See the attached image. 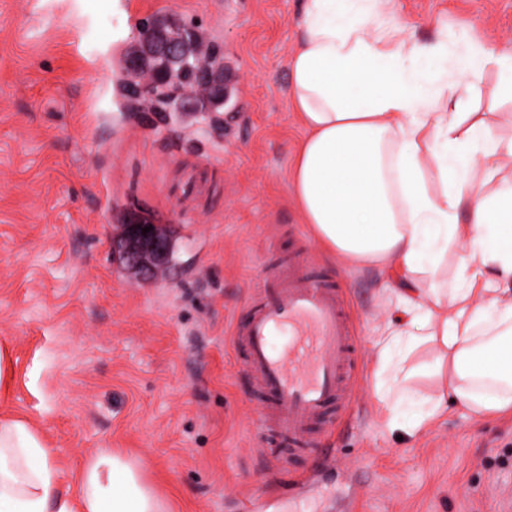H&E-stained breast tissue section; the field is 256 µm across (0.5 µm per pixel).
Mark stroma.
I'll list each match as a JSON object with an SVG mask.
<instances>
[{"instance_id": "stroma-1", "label": "stroma", "mask_w": 512, "mask_h": 512, "mask_svg": "<svg viewBox=\"0 0 512 512\" xmlns=\"http://www.w3.org/2000/svg\"><path fill=\"white\" fill-rule=\"evenodd\" d=\"M302 0H0V414L29 420L75 483L103 449L139 460L169 512H505L512 415L454 405L397 438L376 393L374 341L398 314L388 275L326 250L292 195L305 131L288 99ZM173 15L224 53V124L127 97L149 18ZM422 41L448 32L512 47V0H399ZM485 78L479 109L512 137ZM138 207L172 262L139 274L112 255ZM300 265L345 292L359 344L343 407L311 425L280 481L231 329L262 268Z\"/></svg>"}]
</instances>
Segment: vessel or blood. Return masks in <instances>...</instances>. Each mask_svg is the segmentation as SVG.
Wrapping results in <instances>:
<instances>
[{
	"instance_id": "obj_1",
	"label": "vessel or blood",
	"mask_w": 512,
	"mask_h": 512,
	"mask_svg": "<svg viewBox=\"0 0 512 512\" xmlns=\"http://www.w3.org/2000/svg\"><path fill=\"white\" fill-rule=\"evenodd\" d=\"M261 279L233 340L246 348V374L275 401L278 433L294 439L352 389L356 338L341 288L297 271Z\"/></svg>"
}]
</instances>
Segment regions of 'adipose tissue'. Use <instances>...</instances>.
<instances>
[{"label":"adipose tissue","instance_id":"obj_1","mask_svg":"<svg viewBox=\"0 0 512 512\" xmlns=\"http://www.w3.org/2000/svg\"><path fill=\"white\" fill-rule=\"evenodd\" d=\"M395 0H303L289 103L305 128L292 192L316 240L387 271L412 331L377 339V392L390 429L413 435L451 402L480 419L512 413V141L474 110L484 76L512 101V51L449 53L396 22ZM493 185L483 193V185ZM457 252L452 286L449 250ZM438 349V396L414 391L403 356ZM30 423L0 417V512H166L141 464L103 450L60 489Z\"/></svg>","mask_w":512,"mask_h":512}]
</instances>
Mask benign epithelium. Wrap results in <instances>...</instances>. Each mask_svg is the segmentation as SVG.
I'll return each instance as SVG.
<instances>
[{
  "label": "benign epithelium",
  "mask_w": 512,
  "mask_h": 512,
  "mask_svg": "<svg viewBox=\"0 0 512 512\" xmlns=\"http://www.w3.org/2000/svg\"><path fill=\"white\" fill-rule=\"evenodd\" d=\"M137 52L128 55V88L135 100L149 96L155 85L169 84L168 106L159 112L204 114L213 112L230 100L229 87L223 82L224 61L212 49L201 52L196 30L173 17L155 20L139 39ZM199 61L195 73L202 79L203 93L187 90L186 61ZM138 215L127 216L115 242V253L131 270L151 273L166 266L171 259L172 241L161 235L159 225L144 234Z\"/></svg>",
  "instance_id": "1"
}]
</instances>
